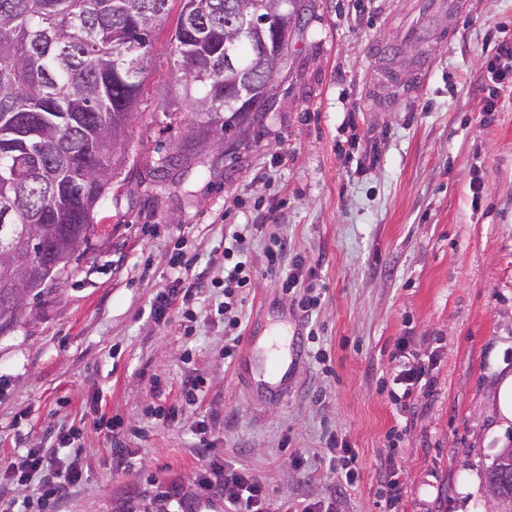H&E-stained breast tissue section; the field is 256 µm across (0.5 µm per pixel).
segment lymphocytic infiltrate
Masks as SVG:
<instances>
[{"instance_id": "obj_1", "label": "lymphocytic infiltrate", "mask_w": 512, "mask_h": 512, "mask_svg": "<svg viewBox=\"0 0 512 512\" xmlns=\"http://www.w3.org/2000/svg\"><path fill=\"white\" fill-rule=\"evenodd\" d=\"M262 227L258 224H233L224 235V301L217 313L224 322L228 340L226 355H233L241 334L243 295L252 286L251 249ZM285 239H273L264 251L266 269L274 273L284 288L296 287L305 265L301 255H288ZM392 383L398 391L397 403H405L422 390L429 367L404 350L391 356ZM80 431L70 428L55 437L53 452L37 448L22 449L17 458L0 460V476L21 488L31 489L26 498L0 497V512H53L55 504L80 484L83 477ZM200 465L191 485L178 480L152 478L148 492L153 512H191L201 501L217 496L229 512H266L268 489L255 475L233 467L218 456L207 439L196 448ZM325 455L334 465L338 484L329 497L305 504L301 512H337L336 505L356 482L357 458L347 440L329 437Z\"/></svg>"}]
</instances>
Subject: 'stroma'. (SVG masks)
<instances>
[{
	"mask_svg": "<svg viewBox=\"0 0 512 512\" xmlns=\"http://www.w3.org/2000/svg\"><path fill=\"white\" fill-rule=\"evenodd\" d=\"M412 2L312 0L271 107L239 148L203 142L196 172L151 180V161L177 152L186 104L171 77V0L130 162L96 209L90 249L0 335V459L82 429L83 481L55 512H147L151 476L192 480L202 421L218 455L267 482L269 512L328 495L331 433L360 463L340 512H386L389 465L404 512H485V471L512 444L495 400L512 374V88L491 77L512 0H454L436 15L445 37L426 42L410 34L422 21ZM229 224L267 232L244 327L297 313L304 294L265 271L267 236L287 237L323 291L302 326L324 354L303 356L280 400L257 402L236 374L246 343L226 357L210 315ZM178 249L195 258L196 320L158 322L150 305ZM400 342L433 361L403 415L390 377ZM191 378L204 387L187 407ZM159 405L178 408L172 425L153 419ZM103 412L140 430L126 439L130 472L112 466Z\"/></svg>",
	"mask_w": 512,
	"mask_h": 512,
	"instance_id": "stroma-1",
	"label": "stroma"
}]
</instances>
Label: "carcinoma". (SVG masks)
I'll return each mask as SVG.
<instances>
[{
    "label": "carcinoma",
    "instance_id": "carcinoma-1",
    "mask_svg": "<svg viewBox=\"0 0 512 512\" xmlns=\"http://www.w3.org/2000/svg\"><path fill=\"white\" fill-rule=\"evenodd\" d=\"M170 0H0V247L32 267L30 295L57 281L90 248L94 212L123 170L113 151L132 134L143 95L152 40ZM173 43L174 83L199 86L181 120L184 138L176 159L188 163L202 130L220 126L223 139H239L246 115L260 122L267 99L260 92L261 63L269 47L288 66L292 30L264 24L265 0L255 2L262 32H238L243 0H181ZM234 39L224 54V38ZM237 62L253 86L251 106L224 90L225 58ZM224 112L218 123L212 116ZM175 159L161 157L148 176L160 178ZM43 225L45 247L29 243L27 229ZM82 250L74 252V241ZM11 289L0 287V334L20 311ZM496 486L498 512H512V456L500 450L486 469Z\"/></svg>",
    "mask_w": 512,
    "mask_h": 512
}]
</instances>
